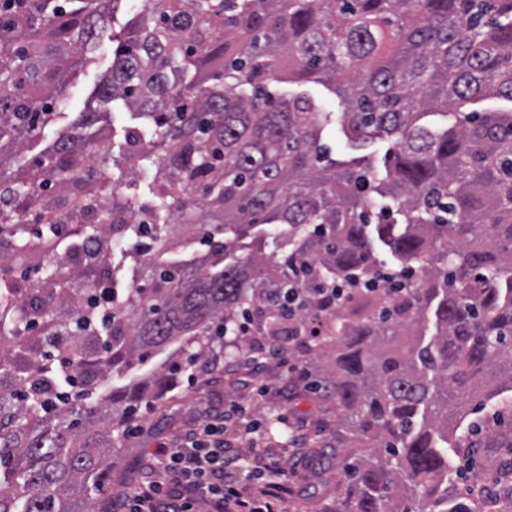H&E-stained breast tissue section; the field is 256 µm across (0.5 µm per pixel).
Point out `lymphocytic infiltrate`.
Masks as SVG:
<instances>
[{
	"label": "lymphocytic infiltrate",
	"instance_id": "f902f5d3",
	"mask_svg": "<svg viewBox=\"0 0 512 512\" xmlns=\"http://www.w3.org/2000/svg\"><path fill=\"white\" fill-rule=\"evenodd\" d=\"M245 412L230 402L208 412L174 446L159 449L139 483L114 498V512H194L201 499L207 512H285L293 493L290 471L260 450L241 454L224 438L229 423ZM246 465L253 474L249 483L238 478Z\"/></svg>",
	"mask_w": 512,
	"mask_h": 512
}]
</instances>
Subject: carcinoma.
<instances>
[{
	"label": "carcinoma",
	"mask_w": 512,
	"mask_h": 512,
	"mask_svg": "<svg viewBox=\"0 0 512 512\" xmlns=\"http://www.w3.org/2000/svg\"><path fill=\"white\" fill-rule=\"evenodd\" d=\"M126 2L0 6V271L41 273L26 304L0 278V512H89L124 416L192 358L214 362L241 314L267 336L290 310L301 324L325 281L352 287L317 343L333 353L323 385L375 442L341 464L336 510L446 512L454 469L467 492L454 512H477L488 444L448 441V404L463 413L488 369L512 389V108L477 109L512 103V0H137L97 100L142 119L120 158L130 179L150 174L151 204L96 175L101 139L63 134L27 155ZM294 78L333 85L351 148L392 141L383 171L327 157L314 101L270 90ZM438 109L451 125L424 121ZM380 199L396 215L373 213ZM272 225L283 260L240 255ZM191 242L195 265L177 258ZM377 242L425 287H357L386 265ZM78 249L91 258L62 272ZM102 281L118 285L110 336L75 334L65 351L88 391L189 336L185 359L80 414L56 409L41 340L68 335ZM505 445L490 482L512 489V431Z\"/></svg>",
	"instance_id": "obj_1"
}]
</instances>
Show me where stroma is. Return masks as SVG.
<instances>
[{"label": "stroma", "instance_id": "obj_1", "mask_svg": "<svg viewBox=\"0 0 512 512\" xmlns=\"http://www.w3.org/2000/svg\"><path fill=\"white\" fill-rule=\"evenodd\" d=\"M111 40H104L96 51L97 63L81 74L69 87L66 111L77 112L112 65ZM278 92L286 95L304 94L323 112L325 123L322 140L332 158L348 160L364 154L376 168H383L390 157L391 143L378 139L368 144L363 152L348 146L340 128L343 105L322 84L308 81L277 84ZM295 359L305 366L301 375L289 374L279 360L263 354L257 341H249L243 351L232 352L224 365L211 374L199 376L195 386L179 381L172 391L173 402H158L154 406H141L139 431L133 436H122L117 448V460L112 468V483L105 490L89 488L88 496L96 512H104L115 493L128 490L140 478L144 463L155 449L171 445L177 438L198 427L205 411L222 408L229 401L245 406L247 413L236 428L228 432V439L239 447H246L247 430L266 426L269 419L287 414L288 423L282 426V449L279 456L285 467L294 469L295 493L289 505L305 501L315 512H334L336 507V461L350 459L366 448L354 427L337 420L336 402L327 393L315 391L311 369L324 365L318 351L296 353ZM268 383L272 392L257 398L254 388ZM308 436L305 447L292 445L296 430Z\"/></svg>", "mask_w": 512, "mask_h": 512}]
</instances>
